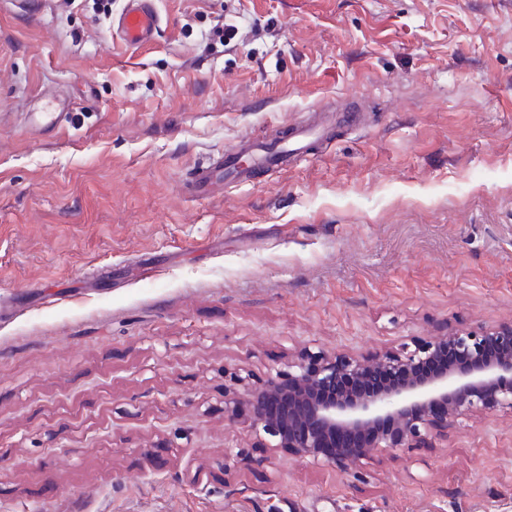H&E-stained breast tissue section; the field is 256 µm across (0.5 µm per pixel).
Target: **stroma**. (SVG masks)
<instances>
[{"instance_id":"stroma-1","label":"stroma","mask_w":512,"mask_h":512,"mask_svg":"<svg viewBox=\"0 0 512 512\" xmlns=\"http://www.w3.org/2000/svg\"><path fill=\"white\" fill-rule=\"evenodd\" d=\"M158 8L132 53L92 0H0V512H512L507 412L344 471L224 417L303 348L512 320V0ZM300 123L294 167L193 195ZM325 135L321 127H302L294 130L291 136L283 142H263L244 138L242 147L218 159L207 167L196 171V188L199 194L209 192L216 180L223 175V179L231 178L238 182L247 181L257 168L279 169L291 164L297 157L307 153ZM246 156L252 160V165L246 167L241 163V157Z\"/></svg>"}]
</instances>
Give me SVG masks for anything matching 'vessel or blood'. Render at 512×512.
<instances>
[{
  "mask_svg": "<svg viewBox=\"0 0 512 512\" xmlns=\"http://www.w3.org/2000/svg\"><path fill=\"white\" fill-rule=\"evenodd\" d=\"M162 24L157 0H123L121 12L112 20V37L127 50L138 51L152 43ZM325 135L320 127H303L282 142H263L244 138L239 151L227 154L213 164L198 168V193L209 192L218 178L249 180L254 168L278 169L307 153Z\"/></svg>",
  "mask_w": 512,
  "mask_h": 512,
  "instance_id": "vessel-or-blood-1",
  "label": "vessel or blood"
}]
</instances>
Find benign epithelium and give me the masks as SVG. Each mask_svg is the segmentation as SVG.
Wrapping results in <instances>:
<instances>
[{
  "mask_svg": "<svg viewBox=\"0 0 512 512\" xmlns=\"http://www.w3.org/2000/svg\"><path fill=\"white\" fill-rule=\"evenodd\" d=\"M224 389V415L242 404L271 448L339 469L375 448H423L478 412H512V323L451 330L369 355L302 349L259 385Z\"/></svg>",
  "mask_w": 512,
  "mask_h": 512,
  "instance_id": "obj_1",
  "label": "benign epithelium"
}]
</instances>
